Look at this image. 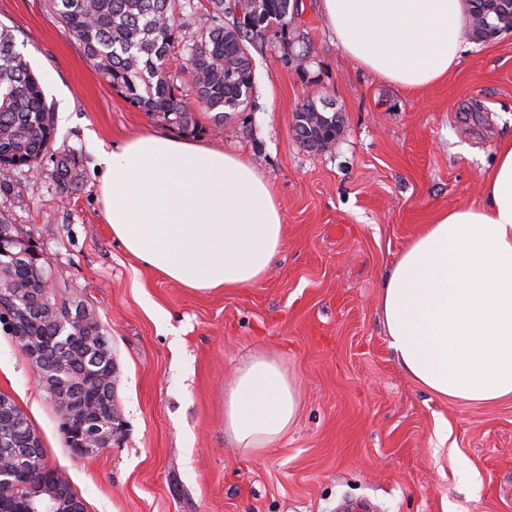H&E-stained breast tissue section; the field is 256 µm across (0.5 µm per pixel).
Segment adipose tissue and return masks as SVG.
I'll return each mask as SVG.
<instances>
[{
    "label": "adipose tissue",
    "instance_id": "adipose-tissue-1",
    "mask_svg": "<svg viewBox=\"0 0 512 512\" xmlns=\"http://www.w3.org/2000/svg\"><path fill=\"white\" fill-rule=\"evenodd\" d=\"M320 14L350 59L411 92L455 70L470 22L466 0H320ZM98 165L113 237L182 287H252L283 248L275 193L241 157L146 131L99 150ZM379 307L404 369L432 393L470 404L512 395V142L499 146L481 204L436 213L405 248ZM300 406L280 360L255 354L224 391V432L258 453Z\"/></svg>",
    "mask_w": 512,
    "mask_h": 512
}]
</instances>
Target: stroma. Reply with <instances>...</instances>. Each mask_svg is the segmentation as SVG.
Here are the masks:
<instances>
[{
  "instance_id": "35a3bbf8",
  "label": "stroma",
  "mask_w": 512,
  "mask_h": 512,
  "mask_svg": "<svg viewBox=\"0 0 512 512\" xmlns=\"http://www.w3.org/2000/svg\"><path fill=\"white\" fill-rule=\"evenodd\" d=\"M251 47V111L184 129L139 110L86 60L45 0H0L54 107L56 135L0 212L47 255L55 288L76 290L112 338L119 443L72 455L54 406L0 327V392L42 438L45 461L87 512H512V396L468 404L435 395L399 363L378 307L394 261L435 212L483 200L512 140V31L472 47L413 94L350 60L319 0ZM342 118L335 145L305 147L293 115L306 98ZM147 130L242 155L271 183L286 239L250 288L198 292L169 281L112 236L96 154ZM78 183L62 190L59 159ZM276 355L303 405L258 454L224 434V387L257 352Z\"/></svg>"
}]
</instances>
